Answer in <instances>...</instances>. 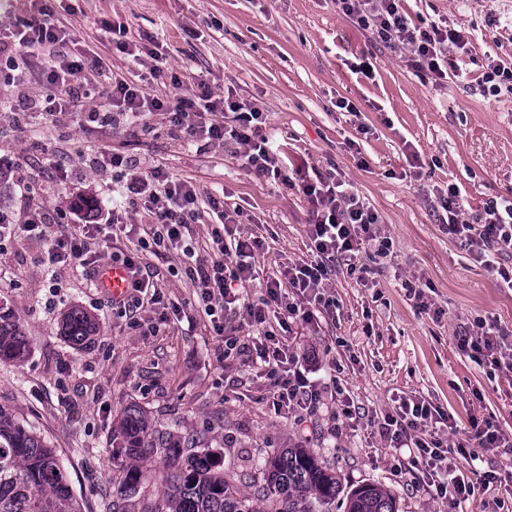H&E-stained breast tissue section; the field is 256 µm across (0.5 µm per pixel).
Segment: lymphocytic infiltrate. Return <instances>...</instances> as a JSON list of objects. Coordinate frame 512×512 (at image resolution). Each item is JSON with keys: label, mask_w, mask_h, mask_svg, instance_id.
Returning a JSON list of instances; mask_svg holds the SVG:
<instances>
[{"label": "lymphocytic infiltrate", "mask_w": 512, "mask_h": 512, "mask_svg": "<svg viewBox=\"0 0 512 512\" xmlns=\"http://www.w3.org/2000/svg\"><path fill=\"white\" fill-rule=\"evenodd\" d=\"M336 9L390 48L405 51L407 67L422 80L439 86L457 70L456 55L469 51L468 32L443 20L414 21L403 0H336ZM71 40V33L46 12L17 24L12 41L0 40V61L10 70H19L20 60L28 55L40 57L47 93L39 108L49 114L85 110V81L93 64L69 52ZM101 98L113 110L135 120L153 112L167 113L173 127L193 140L236 141L242 147L239 159L245 169L260 177L279 179L288 187L300 186L312 206L308 235L314 258L284 266L267 278L257 299H246L240 289L255 277L252 260L262 244L258 238L233 230L239 210L225 209L220 199H209L210 208L220 212L222 221L211 229L206 256H199L194 237L200 218L195 186L160 168L140 171L134 157L115 152L102 156V163L116 170L123 196L131 203L143 204L152 215L151 223L141 225L128 244L118 245L117 235L101 232L95 198L81 199L74 208L78 223L67 225L48 245L49 264L81 268L93 280L102 252H110L112 261L122 263L131 276L129 293L114 305L134 327L140 308L164 301L163 287L146 263V255L181 253L183 261L177 275L193 285L216 335L224 339L225 355H244L250 363L260 365L270 382L274 411L288 416L319 404L322 394L309 381L308 366L285 343L281 331L289 323L308 324L316 315L332 314L336 301L327 294L326 283L335 261H344L348 269L364 275L368 269L361 265L360 257L367 247L376 245L378 254H385L388 243L378 240L376 233L378 215L339 176L294 183L278 150L258 134L266 120L264 112L234 92L218 95L204 82L187 91L180 77L173 74L168 92L151 96L139 84L112 76L103 85ZM439 202L447 215L449 233L474 260L490 264L493 252L512 246V197L489 199L483 210L470 218L465 215L460 188L449 187ZM239 306L247 318L235 325L229 315ZM458 346L497 367L512 339L498 327L482 325L476 334L460 337ZM443 417V411L432 404L405 399L384 415L378 430L397 447L407 449L411 461L425 471L437 497L473 496L485 486L488 476L477 470L469 475L456 473L451 462L455 449L506 447L512 445V439L488 421L475 425L472 434L457 441L455 447L446 448L423 433L426 424Z\"/></svg>", "instance_id": "f902f5d3"}]
</instances>
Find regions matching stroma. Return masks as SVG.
<instances>
[{"mask_svg":"<svg viewBox=\"0 0 512 512\" xmlns=\"http://www.w3.org/2000/svg\"><path fill=\"white\" fill-rule=\"evenodd\" d=\"M52 8L57 25L74 33L70 52L142 81L149 93L166 90L149 76L151 59L137 63L118 52L115 31L129 40L154 37L185 87L203 81L255 103L267 116L261 135L300 179L341 176L378 214L377 232L389 243L387 256L363 253L368 281L337 263L327 285L335 316L290 323L286 336L298 355L312 358L310 380L325 393L340 387L359 421L348 422L339 402L281 418L268 401L267 378L241 357H225L194 288L173 275L179 256L151 258L168 305L143 307L136 327L81 271L48 274L44 257L59 225L71 223L76 193H96L111 214L113 173L97 158L114 151L134 156L141 170L159 166L192 182L201 198L240 209L239 232L263 243L247 287L254 297L283 264L312 258L311 206L302 191L244 169L235 142L201 147L186 140L163 112L136 123L118 112L103 122L35 112L16 125L12 107L43 92L36 63L28 61L24 82L0 75L7 105L0 165L26 172L49 215L44 239L18 238L0 249V310L30 345L23 361L0 364V407L57 450L82 512H107L127 460L112 427L131 407L175 441L194 437L196 452L217 461L247 496L263 482L260 459L300 444L336 470L344 490L384 485L398 512H495L500 501L512 502V447L454 454L457 471H487L492 481L450 505L376 425L394 400L411 398L447 414V424L429 430L443 443L466 436L475 420L512 436V370L493 369L457 346L484 322L512 333V290L495 271L512 265V250L496 252L489 266L475 262L449 234L437 197L459 187L474 214L489 199L512 196V97L486 95L476 82L486 60L512 67V0H406L411 17L442 19L471 34L470 61L441 86L420 81L401 51L356 28L334 0H53ZM366 62L373 78L359 71ZM340 99L355 113L339 111ZM50 157L70 164L51 171ZM409 282L421 298L409 295ZM174 304L183 311L176 326ZM75 307L98 325L80 344L61 331Z\"/></svg>","mask_w":512,"mask_h":512,"instance_id":"1","label":"stroma"}]
</instances>
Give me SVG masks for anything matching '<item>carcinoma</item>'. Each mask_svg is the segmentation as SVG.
Returning a JSON list of instances; mask_svg holds the SVG:
<instances>
[{
    "label": "carcinoma",
    "mask_w": 512,
    "mask_h": 512,
    "mask_svg": "<svg viewBox=\"0 0 512 512\" xmlns=\"http://www.w3.org/2000/svg\"><path fill=\"white\" fill-rule=\"evenodd\" d=\"M97 324L81 309L64 319V333L79 344L95 335ZM29 351L21 328L0 315V362H20ZM116 437L133 462L121 465L122 479L112 490V512H333L341 479L309 448L294 446L266 459L264 484L255 509L252 501L224 480V470L206 455L171 452L170 435L152 427L143 412L130 409ZM161 459L162 490L136 510L132 501L147 479L144 463ZM346 512H398L382 485L367 483L346 496ZM0 512H82L56 450L33 431L0 410Z\"/></svg>",
    "instance_id": "obj_1"
}]
</instances>
